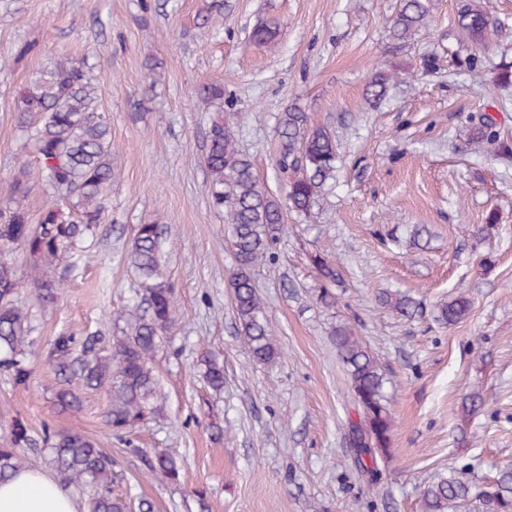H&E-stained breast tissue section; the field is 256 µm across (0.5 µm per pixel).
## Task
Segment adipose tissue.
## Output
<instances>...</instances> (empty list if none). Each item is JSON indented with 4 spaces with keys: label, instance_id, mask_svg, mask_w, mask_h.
I'll list each match as a JSON object with an SVG mask.
<instances>
[{
    "label": "adipose tissue",
    "instance_id": "adipose-tissue-1",
    "mask_svg": "<svg viewBox=\"0 0 512 512\" xmlns=\"http://www.w3.org/2000/svg\"><path fill=\"white\" fill-rule=\"evenodd\" d=\"M0 512H75V505L57 481L21 468L0 482Z\"/></svg>",
    "mask_w": 512,
    "mask_h": 512
}]
</instances>
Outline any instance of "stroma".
<instances>
[{"mask_svg":"<svg viewBox=\"0 0 512 512\" xmlns=\"http://www.w3.org/2000/svg\"><path fill=\"white\" fill-rule=\"evenodd\" d=\"M215 1L0 0V191L26 159L23 207L38 220L49 187L18 99L33 73L60 58L86 54L100 68L99 108L115 146L105 219L57 265L58 301L45 307L24 295L30 376L20 384L0 371V447L23 424V467L54 479L44 428L80 430L112 456L114 492L151 512H420L421 489L448 467L489 483L512 465V162L492 160L466 131L492 95L506 102L496 117L512 136V88L497 87L495 70L512 64V0H480L503 27L490 42L492 64L470 73L460 67L474 47L457 28L458 0H432L427 35L400 48L384 28L397 0H219L217 31L200 20ZM260 22L278 32L275 48L250 42ZM30 42L36 51L18 57ZM430 53L441 70L419 76ZM380 65L410 77L372 109L363 91ZM206 80L223 83V104L194 96ZM292 102L334 131L339 159L312 213L289 215L275 261L253 271L281 352L263 364L238 330L229 226L212 206L203 156L212 121L224 118L260 183L284 196L276 127ZM492 212L495 234L478 238ZM153 222L165 229L176 321L153 357L146 416L117 436L106 424L107 390H84L78 411L56 409L62 380L46 353L59 334L98 330L107 356L131 333L144 306L125 246L137 225ZM415 225L430 231L420 248L408 243ZM321 250L340 273L331 306L316 300L311 258ZM396 290L419 301L415 318L381 304ZM462 291L473 302L468 317L438 324L435 305ZM340 322L378 358L390 399L393 459L373 487L348 444L354 403L330 336ZM208 350L224 363L223 390L201 377ZM475 388L485 403L461 418ZM158 451L176 458L178 482L148 473Z\"/></svg>","mask_w":512,"mask_h":512,"instance_id":"obj_1","label":"stroma"}]
</instances>
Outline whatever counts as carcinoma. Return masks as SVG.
<instances>
[{
  "label": "carcinoma",
  "instance_id": "cac0c4a2",
  "mask_svg": "<svg viewBox=\"0 0 512 512\" xmlns=\"http://www.w3.org/2000/svg\"><path fill=\"white\" fill-rule=\"evenodd\" d=\"M429 15L430 0H400L386 23L389 38L400 48L424 35L429 29ZM457 25L472 45L486 48L498 22L477 0H460ZM400 78L393 68L375 69L365 88L369 106L381 104ZM98 89L99 76L87 57H70L40 71L19 98L18 111L33 119L28 138L51 189L38 225L29 224L21 204L29 190L27 163L23 162L0 204V249L20 244L30 264V272L24 278L12 263L0 260V369L22 384L29 377L23 349L28 333L23 289H34L38 301L45 306L55 304L61 288L51 276V269L78 238L92 235L103 223V200L112 185L114 144L110 125L99 111ZM195 94L205 102H222L224 84L217 80L204 82ZM277 136L276 163L288 175L285 204L261 185L251 158L239 150L222 117L211 125L204 156L213 207L224 213V221L231 228L234 270L229 286L239 330L248 341L253 359L264 364L274 361L279 350L252 271L272 257L273 245L287 231L288 213H311L323 187L335 179L337 159L333 134L314 124L296 102L281 113ZM468 138L475 145L491 149L496 158L512 156V138L501 133L495 116L486 112L471 123ZM62 193L72 207L61 206ZM162 254L160 225H138L127 257L138 276L149 315L135 325L131 336L120 342L111 357L99 356L98 345L104 337L98 331L80 339L60 335L49 354L50 365L58 372L79 364V371L66 378L64 387L56 391L55 405L65 412L78 410L82 390L106 387L112 395L107 424L117 435L145 417L148 398L155 388L150 363L158 332L174 321V292L163 273ZM312 264L322 283L317 300L327 304L333 299L329 287L339 282V273L324 252L316 254ZM380 300L406 318L414 317L419 306L413 297L403 293H385ZM471 308V299L460 293L437 306V321L457 324ZM330 336L347 372L358 415L356 421L348 419V434L360 448L355 463L372 484L380 467L389 465L393 458L392 415L383 391V375L375 356L350 325L336 324ZM78 346L82 349L79 358L75 356ZM199 365L212 389L224 387V365L215 356L204 355ZM483 404L480 390L470 391L462 400L463 416H470ZM44 441L52 450L53 466L64 478L93 489L92 512H131V501L112 490V457L95 441L77 430L50 429L45 430ZM28 442L26 428L16 424L11 446L0 448V481L19 469L16 449ZM147 464L159 478H179L176 461L166 452L156 453L147 459ZM474 502L493 507V512H512V469H504L493 481L475 486L452 468L421 491V512H465Z\"/></svg>",
  "mask_w": 512,
  "mask_h": 512
}]
</instances>
